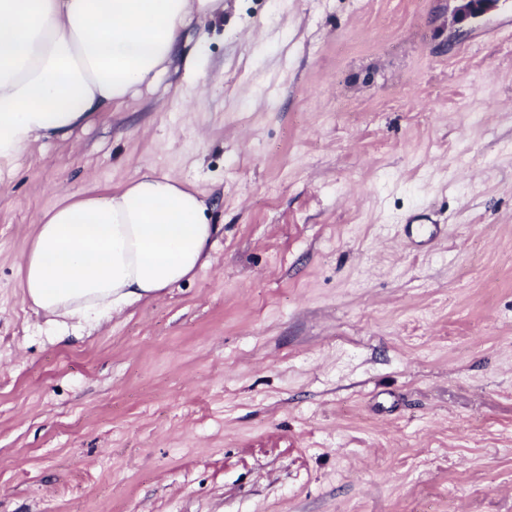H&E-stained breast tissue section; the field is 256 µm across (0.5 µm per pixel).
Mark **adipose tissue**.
<instances>
[{"mask_svg": "<svg viewBox=\"0 0 512 512\" xmlns=\"http://www.w3.org/2000/svg\"><path fill=\"white\" fill-rule=\"evenodd\" d=\"M219 0H0V159L69 138L165 74L185 28ZM199 191L137 173L123 186L62 198L21 258L20 287L56 331L192 279L218 227Z\"/></svg>", "mask_w": 512, "mask_h": 512, "instance_id": "obj_1", "label": "adipose tissue"}]
</instances>
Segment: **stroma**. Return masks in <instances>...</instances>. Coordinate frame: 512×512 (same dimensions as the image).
I'll use <instances>...</instances> for the list:
<instances>
[{"label": "stroma", "mask_w": 512, "mask_h": 512, "mask_svg": "<svg viewBox=\"0 0 512 512\" xmlns=\"http://www.w3.org/2000/svg\"><path fill=\"white\" fill-rule=\"evenodd\" d=\"M461 3L224 0L0 160V512H512V0ZM146 169L207 195L210 265L56 335L40 217ZM442 233L437 224H406V235L411 243L426 245L435 241Z\"/></svg>", "instance_id": "35a3bbf8"}]
</instances>
